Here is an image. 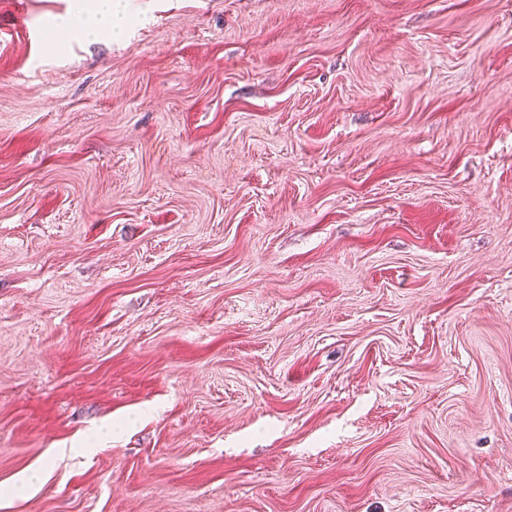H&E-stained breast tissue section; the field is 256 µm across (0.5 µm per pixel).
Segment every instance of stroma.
I'll list each match as a JSON object with an SVG mask.
<instances>
[{
	"label": "stroma",
	"instance_id": "stroma-1",
	"mask_svg": "<svg viewBox=\"0 0 512 512\" xmlns=\"http://www.w3.org/2000/svg\"><path fill=\"white\" fill-rule=\"evenodd\" d=\"M0 0V512H512V0ZM128 7V1L94 0L78 13L76 21L71 14L62 20V25L79 39H98L104 34L118 39L126 29Z\"/></svg>",
	"mask_w": 512,
	"mask_h": 512
}]
</instances>
